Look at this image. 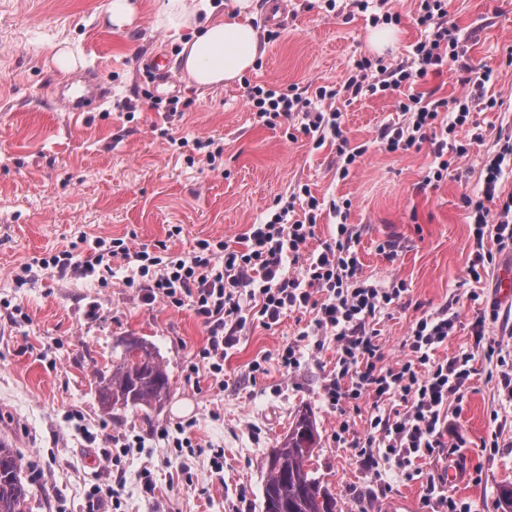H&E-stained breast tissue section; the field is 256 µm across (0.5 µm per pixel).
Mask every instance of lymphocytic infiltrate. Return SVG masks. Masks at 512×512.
<instances>
[{
    "instance_id": "f902f5d3",
    "label": "lymphocytic infiltrate",
    "mask_w": 512,
    "mask_h": 512,
    "mask_svg": "<svg viewBox=\"0 0 512 512\" xmlns=\"http://www.w3.org/2000/svg\"><path fill=\"white\" fill-rule=\"evenodd\" d=\"M445 15L444 0H419L418 22L425 29V38L415 45L411 56L377 68L370 60L358 61L342 89L321 86L315 97L332 101L342 91L356 97L366 92L391 95L408 88V95L397 102L402 119L383 125L380 144L396 151L430 142L437 159L432 177L437 181L453 161L467 154L465 134L476 107L492 109L497 105L482 94L491 79L487 72L475 77L473 91L448 101H428L411 93L418 80L440 70L447 61L458 60L463 51L456 29L448 25ZM371 68L376 71L372 77L367 74ZM248 96L253 111L265 122L299 113L302 132L315 144H322L330 135L338 138V153L344 158L341 175H348L351 165L365 152L364 147L350 149L342 144L340 110L315 112L312 100L301 94L259 85L252 87ZM431 129L437 130V137H428ZM511 176L510 123L500 127L495 148L485 161L479 195L463 198L477 245L472 267L492 259L482 248L485 236H493L500 248H512V192L504 190V181ZM494 199L499 208L493 212L487 203ZM322 207L319 199L308 197V211L300 220L292 217L293 204L278 208L265 222L253 225L242 251L228 249L220 240L204 239L189 256L165 261L145 248L131 250L123 239L101 238L90 257L81 259L64 251L45 259L44 265L61 276L94 275L105 284L112 278L113 260L123 258L129 269L123 279L125 287L135 289L146 303L160 300L174 308L192 304L208 334V345L200 356L216 374L223 372L224 353L233 346L248 316L269 326L288 309L312 308L316 312L312 335L328 336L336 343V368L324 385L327 402L340 408L355 407L371 396L379 402L397 397L405 404L394 416L375 415L368 437L351 441L358 462L372 466L382 457L411 463L444 448L449 433L448 400L463 398L466 393L474 372L473 356L461 352L433 360V352L447 342L458 321L457 311L446 307L422 315L410 328L403 341L405 360L384 365L376 316L398 300L406 286L397 282L387 288L364 277L353 247L356 233L346 224L343 211L338 214L334 245L304 254Z\"/></svg>"
}]
</instances>
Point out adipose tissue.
Segmentation results:
<instances>
[{
  "label": "adipose tissue",
  "mask_w": 512,
  "mask_h": 512,
  "mask_svg": "<svg viewBox=\"0 0 512 512\" xmlns=\"http://www.w3.org/2000/svg\"><path fill=\"white\" fill-rule=\"evenodd\" d=\"M254 8V0H233L232 13L222 15L212 0H164L155 24L180 44L183 73L208 89L241 80L254 68L261 53Z\"/></svg>",
  "instance_id": "1"
}]
</instances>
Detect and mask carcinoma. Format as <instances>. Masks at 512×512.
I'll return each instance as SVG.
<instances>
[{
	"label": "carcinoma",
	"mask_w": 512,
	"mask_h": 512,
	"mask_svg": "<svg viewBox=\"0 0 512 512\" xmlns=\"http://www.w3.org/2000/svg\"><path fill=\"white\" fill-rule=\"evenodd\" d=\"M130 347L137 350L136 359L122 352L112 362L109 377L100 382L98 400L105 412L120 401L126 408L143 409L169 398V375L159 354L141 338L133 339ZM317 445L316 429L310 419L298 417L285 441L269 456L264 512H336V498L320 487L308 466ZM0 512H31L19 458L1 441Z\"/></svg>",
	"instance_id": "carcinoma-1"
}]
</instances>
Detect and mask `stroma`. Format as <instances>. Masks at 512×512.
Masks as SVG:
<instances>
[{"instance_id":"stroma-1","label":"stroma","mask_w":512,"mask_h":512,"mask_svg":"<svg viewBox=\"0 0 512 512\" xmlns=\"http://www.w3.org/2000/svg\"><path fill=\"white\" fill-rule=\"evenodd\" d=\"M135 2V25L115 32L102 22L109 0H0V441L21 458L32 512H262L268 454L303 413L320 437L310 470L339 512H374L399 493L412 495L418 512H433V485L470 502L472 512H503L501 491L512 487V404L498 373L512 368V296L501 295L499 280L512 251H496L485 239L494 261L480 279L470 277L475 245L463 197L481 188L496 133L512 121V0H447L465 55L429 73L414 92L429 100L456 97L488 69L484 95L503 105L474 112L482 140L470 142L466 156L431 183L429 145L389 152L377 142L380 128L397 117L391 96L336 100L350 145L366 148L345 177L336 139L315 146L300 134L299 117L270 125L248 103L255 84L294 87L311 98L317 86L342 85L356 60L408 55L424 37L418 0H373L366 13L350 11L345 0L332 12L323 0H288L279 27L269 24L265 0H256L253 23L265 52L254 69L206 90L182 78L178 110L169 117L153 107L156 91L143 61L175 68L180 46L154 24L162 0ZM388 14L397 18V39L377 52L369 42L372 19ZM61 44L106 92L91 111L64 109L67 76L52 64ZM208 137L224 149L213 163L194 145ZM305 187L348 203L365 277L407 287L378 324L386 363L404 359L403 340L423 313L458 311L455 332L433 355L475 356L465 396L448 404L456 447L406 467L394 459L372 470L360 466L336 439L341 420H349L352 437L363 438L371 416L403 405L377 407L367 397L343 415L325 400L336 345L318 349L303 338L313 310H289L269 327L247 321L218 381L195 360L207 332L191 306L144 303L124 287L122 267L101 286L50 275L41 265L63 250L89 255L99 236L170 256L187 254L201 239L241 251L251 225L278 202L294 201V216L302 218ZM175 225L181 234L169 236ZM492 310L497 319L489 318ZM482 315L486 345L497 350L491 359L473 346L471 324ZM129 336L153 343L171 393L154 408L106 413L98 386ZM293 343L302 354L287 371L278 354ZM256 362L263 366L257 374ZM452 462L461 466L464 485L446 483ZM111 485L116 497L97 500L96 489Z\"/></svg>"}]
</instances>
